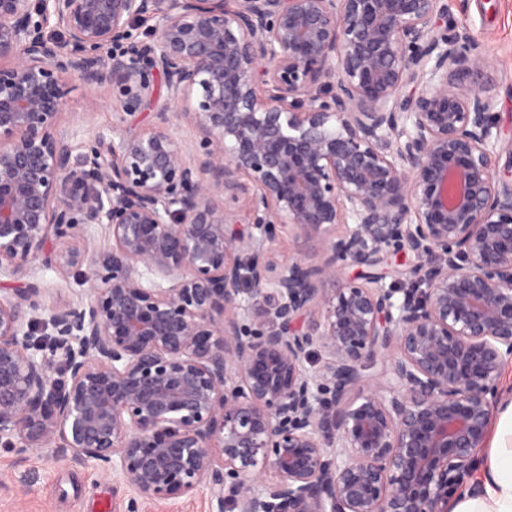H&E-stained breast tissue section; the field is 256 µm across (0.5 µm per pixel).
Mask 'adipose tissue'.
Returning <instances> with one entry per match:
<instances>
[{
    "label": "adipose tissue",
    "mask_w": 512,
    "mask_h": 512,
    "mask_svg": "<svg viewBox=\"0 0 512 512\" xmlns=\"http://www.w3.org/2000/svg\"><path fill=\"white\" fill-rule=\"evenodd\" d=\"M450 512H512V401L500 411L475 488L454 495Z\"/></svg>",
    "instance_id": "ef3b65f1"
}]
</instances>
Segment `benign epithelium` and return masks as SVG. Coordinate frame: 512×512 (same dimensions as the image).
Here are the masks:
<instances>
[{
  "label": "benign epithelium",
  "instance_id": "obj_1",
  "mask_svg": "<svg viewBox=\"0 0 512 512\" xmlns=\"http://www.w3.org/2000/svg\"><path fill=\"white\" fill-rule=\"evenodd\" d=\"M483 63L448 0H0V450L129 512H448L512 362ZM159 77L149 128L73 155V80L132 115ZM39 265L87 289L49 306ZM279 251L282 255L298 253L309 260L316 261L319 255V243L313 236L285 237L279 246ZM209 493L201 490L193 497L182 498L174 506L143 505L140 512H209Z\"/></svg>",
  "mask_w": 512,
  "mask_h": 512
}]
</instances>
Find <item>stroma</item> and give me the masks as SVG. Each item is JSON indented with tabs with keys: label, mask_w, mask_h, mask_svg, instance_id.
<instances>
[{
	"label": "stroma",
	"mask_w": 512,
	"mask_h": 512,
	"mask_svg": "<svg viewBox=\"0 0 512 512\" xmlns=\"http://www.w3.org/2000/svg\"><path fill=\"white\" fill-rule=\"evenodd\" d=\"M459 26L477 39L486 64L478 80L496 101L502 133L512 137V0H448ZM153 119L151 110L120 117L109 88L73 83L61 122L77 140L111 135L115 126L137 129ZM131 491L120 481L68 459L34 450L25 460L0 452V512H128Z\"/></svg>",
	"instance_id": "35a3bbf8"
}]
</instances>
